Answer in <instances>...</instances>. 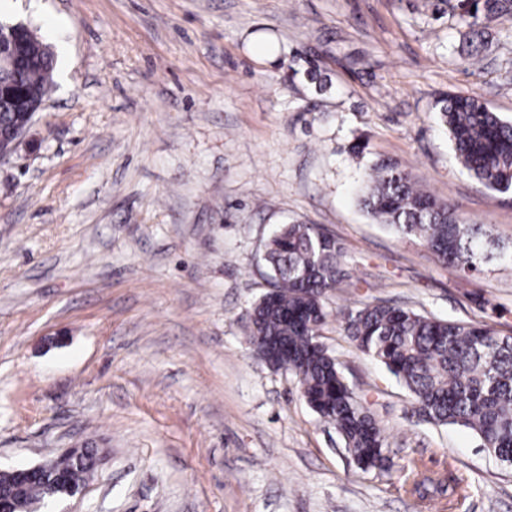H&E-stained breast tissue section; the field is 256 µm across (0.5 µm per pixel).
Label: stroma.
Here are the masks:
<instances>
[{
    "label": "stroma",
    "mask_w": 512,
    "mask_h": 512,
    "mask_svg": "<svg viewBox=\"0 0 512 512\" xmlns=\"http://www.w3.org/2000/svg\"><path fill=\"white\" fill-rule=\"evenodd\" d=\"M11 3L0 22L66 54L0 162V471L92 440L105 456L84 497L43 512H512V468L420 420L340 316L383 300L512 332V262L459 272L356 203L389 159L512 242V195L467 175L437 114L474 94L512 119V12L475 64L432 0ZM293 222L345 253L320 340L388 470L360 469L297 379L250 353L264 243ZM413 462L447 494L412 497Z\"/></svg>",
    "instance_id": "1"
}]
</instances>
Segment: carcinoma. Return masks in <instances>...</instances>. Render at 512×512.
<instances>
[{
    "instance_id": "cac0c4a2",
    "label": "carcinoma",
    "mask_w": 512,
    "mask_h": 512,
    "mask_svg": "<svg viewBox=\"0 0 512 512\" xmlns=\"http://www.w3.org/2000/svg\"><path fill=\"white\" fill-rule=\"evenodd\" d=\"M512 0H478L474 9L452 6L466 29L462 50L480 60L483 30L507 13ZM25 68L7 80L0 93V127L13 124L24 103L11 93L20 89L46 100L56 67L51 47L36 33L25 45ZM438 118L450 144L469 174L486 188L512 194V121L492 111L475 95H447L439 100ZM358 205L395 233L420 239L449 266L465 273L496 256L512 260V251L481 224L459 218L445 202L420 188L397 163L379 160L366 173ZM272 292L249 312L248 345L256 353L265 345L285 351L273 370L298 379L311 408L336 425L345 447L363 469H383L384 432L355 396L335 357L319 341L328 318L327 294L349 278L342 247L310 224H284L265 243ZM345 331L364 354L381 362L408 389L414 413L438 425L473 431L480 446L503 464L512 460V335L488 325L445 321L385 301L368 304L344 316ZM94 449L81 448L54 458L55 474L66 480L90 479L88 461ZM410 492H446L440 480L410 466ZM0 485L11 491L12 512H39L50 502L41 479H22L0 472Z\"/></svg>"
}]
</instances>
